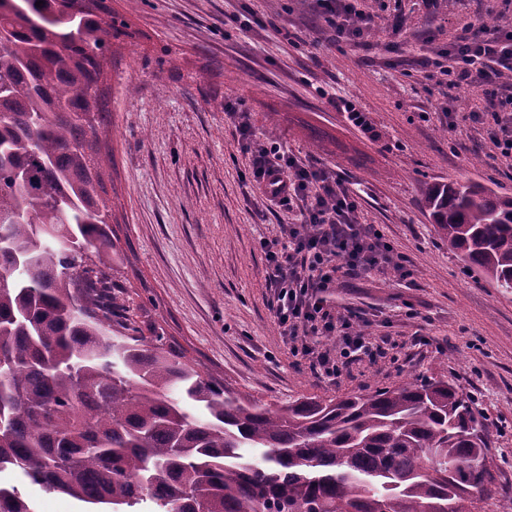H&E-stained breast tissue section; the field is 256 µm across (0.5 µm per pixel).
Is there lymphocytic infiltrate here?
Segmentation results:
<instances>
[{"instance_id": "obj_1", "label": "lymphocytic infiltrate", "mask_w": 512, "mask_h": 512, "mask_svg": "<svg viewBox=\"0 0 512 512\" xmlns=\"http://www.w3.org/2000/svg\"><path fill=\"white\" fill-rule=\"evenodd\" d=\"M320 16L337 40L362 38L373 26V16L357 12L353 0H317ZM444 70L449 86H478L494 81L501 88L483 111L469 112L476 123L489 124L493 145L502 158L512 160V29H489L482 15H474L449 43ZM253 171L265 187L271 205L296 212V223L286 228L280 245L267 249L268 285L272 310L286 335L338 336L339 356L314 352L307 345L294 355L309 359L322 376L339 372V359L373 352L370 342L352 331L350 317L334 318L325 308L324 293L337 268L355 277L389 262L392 249L380 230L358 224L354 215L358 196L344 187L335 173L313 164L303 165L277 147H259Z\"/></svg>"}]
</instances>
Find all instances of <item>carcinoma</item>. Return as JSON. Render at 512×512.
<instances>
[{
  "label": "carcinoma",
  "mask_w": 512,
  "mask_h": 512,
  "mask_svg": "<svg viewBox=\"0 0 512 512\" xmlns=\"http://www.w3.org/2000/svg\"><path fill=\"white\" fill-rule=\"evenodd\" d=\"M0 0V473L112 512H466L491 495L476 408L441 377L264 402L131 320L104 178V86L130 25L105 0ZM440 236L512 289V196L423 191ZM71 241L74 249L63 242ZM95 268L84 275V259ZM0 512H32L0 486Z\"/></svg>",
  "instance_id": "1"
}]
</instances>
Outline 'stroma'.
<instances>
[{
  "instance_id": "stroma-1",
  "label": "stroma",
  "mask_w": 512,
  "mask_h": 512,
  "mask_svg": "<svg viewBox=\"0 0 512 512\" xmlns=\"http://www.w3.org/2000/svg\"><path fill=\"white\" fill-rule=\"evenodd\" d=\"M137 35L115 44L103 138L115 168V215L143 278L130 313L162 324L198 369L263 401L332 398L395 387L439 372L476 395L490 448L486 466L512 495V291L469 268L438 234L425 185L468 179L512 196V162L492 160L487 126L467 120L480 88L428 79L470 15L512 25V0H358L379 16L355 43H335L316 0H111ZM247 19L248 28L229 23ZM368 112L353 126L336 99ZM459 117L449 123L446 112ZM252 139L277 130L284 152L332 169L359 195L356 220L374 224L403 256L392 267L327 289L333 316L355 314L383 353L333 380L293 356L271 308L265 243L283 241L291 213L270 208L237 123ZM32 512L93 505L19 483Z\"/></svg>"
}]
</instances>
